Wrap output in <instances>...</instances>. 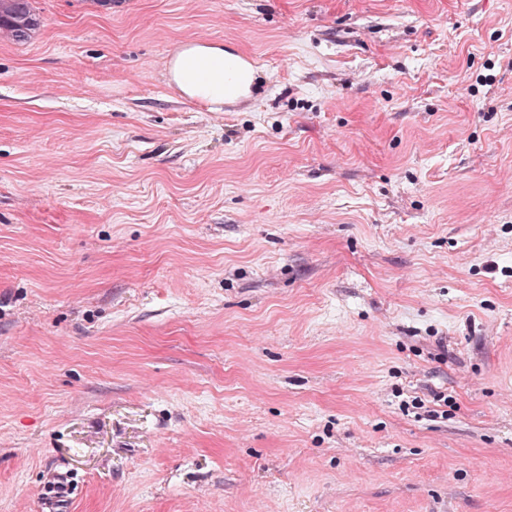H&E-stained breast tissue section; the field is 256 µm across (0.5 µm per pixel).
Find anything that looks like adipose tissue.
Returning <instances> with one entry per match:
<instances>
[{"mask_svg": "<svg viewBox=\"0 0 512 512\" xmlns=\"http://www.w3.org/2000/svg\"><path fill=\"white\" fill-rule=\"evenodd\" d=\"M231 59L223 45L188 44L172 57L169 78L188 99L220 103L226 96L224 64Z\"/></svg>", "mask_w": 512, "mask_h": 512, "instance_id": "obj_1", "label": "adipose tissue"}]
</instances>
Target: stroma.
<instances>
[{
  "label": "stroma",
  "instance_id": "1",
  "mask_svg": "<svg viewBox=\"0 0 512 512\" xmlns=\"http://www.w3.org/2000/svg\"><path fill=\"white\" fill-rule=\"evenodd\" d=\"M0 38V512H512V0H36ZM190 39L246 100L169 84Z\"/></svg>",
  "mask_w": 512,
  "mask_h": 512
}]
</instances>
